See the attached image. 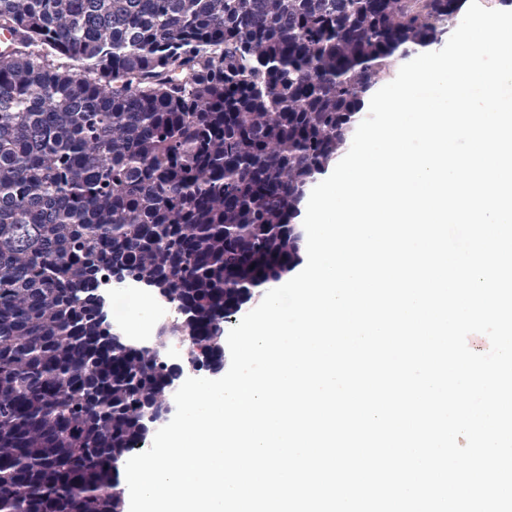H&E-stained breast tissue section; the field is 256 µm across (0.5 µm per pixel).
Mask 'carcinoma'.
Instances as JSON below:
<instances>
[{"label":"carcinoma","mask_w":512,"mask_h":512,"mask_svg":"<svg viewBox=\"0 0 512 512\" xmlns=\"http://www.w3.org/2000/svg\"><path fill=\"white\" fill-rule=\"evenodd\" d=\"M462 0H0V512H123L116 456L167 404L113 346L109 273L202 352L302 260L300 206L381 68Z\"/></svg>","instance_id":"carcinoma-1"}]
</instances>
